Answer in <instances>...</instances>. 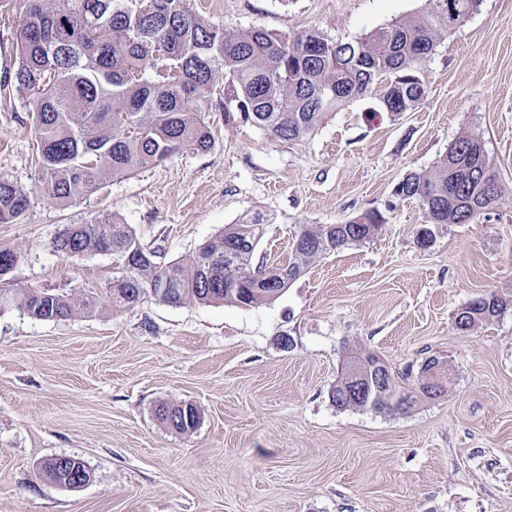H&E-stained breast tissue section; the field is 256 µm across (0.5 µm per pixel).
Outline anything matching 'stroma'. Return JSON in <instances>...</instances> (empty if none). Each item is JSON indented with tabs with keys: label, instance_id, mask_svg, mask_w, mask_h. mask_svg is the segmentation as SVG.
<instances>
[{
	"label": "stroma",
	"instance_id": "1",
	"mask_svg": "<svg viewBox=\"0 0 512 512\" xmlns=\"http://www.w3.org/2000/svg\"><path fill=\"white\" fill-rule=\"evenodd\" d=\"M424 5L189 0L230 33L314 29L339 42ZM22 10L14 0L0 13V85L11 96L0 107V177L30 206L0 224V250L17 256L0 285L76 302L104 295L117 258H67L52 242L66 225L112 213L167 262L247 212L274 218L256 248L270 263L287 257L298 225L367 210L385 222L253 307L148 296L62 320L1 310L0 512H512V0H483L444 34L419 72L426 94L414 111L393 116L356 99L296 143L213 112L210 150L107 178L67 204L40 188L31 107L9 83ZM465 132L482 138L502 193L471 223L427 225L419 200L396 186L434 171ZM491 293L507 309L457 331L458 310ZM351 350L399 372L446 360L447 389L403 413L337 408L331 391ZM162 402L194 404L197 428L160 423ZM55 455L83 458L91 482L70 490L42 477Z\"/></svg>",
	"mask_w": 512,
	"mask_h": 512
}]
</instances>
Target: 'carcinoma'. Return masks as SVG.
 I'll use <instances>...</instances> for the list:
<instances>
[{
    "mask_svg": "<svg viewBox=\"0 0 512 512\" xmlns=\"http://www.w3.org/2000/svg\"><path fill=\"white\" fill-rule=\"evenodd\" d=\"M25 0L31 12L15 32L16 89L32 105L39 153V182L63 203L99 188L104 179L160 163L185 150L206 151L212 132L206 115L221 111L224 123L250 124L271 139L300 141L312 136L325 117L345 103L376 91L378 111L411 112L425 96L416 71L435 54L443 33L475 13L482 0H426L418 13L394 20L348 42H333L317 31L289 35L252 27L229 34L190 12L185 0ZM161 42L165 56H154ZM223 75L222 88L215 78ZM501 187L481 139L458 138L434 173L411 175L395 194L416 198L430 224H468L498 199ZM28 194L0 178V223L19 221ZM272 218L245 215L224 225L213 240L179 261L157 260L130 227L105 216L69 224L55 238L64 256L112 254L121 275L112 278L106 298L120 310L150 295L169 306L224 302L252 307L279 298L321 256L373 237L384 223L366 211L342 224H302L294 232L288 257L271 266L254 262L264 225ZM14 304L41 320L73 313L71 299L46 290L12 292L0 288V308ZM502 298L482 295L463 306L455 324L470 331L501 315ZM350 362L363 370L388 367L387 389L363 401L338 380L331 393L339 409L405 410L391 404V393L428 398L427 358L412 387L409 374L389 368L384 359L356 354ZM157 418L185 434L198 425L197 408L161 403ZM89 472L72 456L49 463L40 473L58 484L71 474Z\"/></svg>",
    "mask_w": 512,
    "mask_h": 512,
    "instance_id": "obj_1",
    "label": "carcinoma"
}]
</instances>
